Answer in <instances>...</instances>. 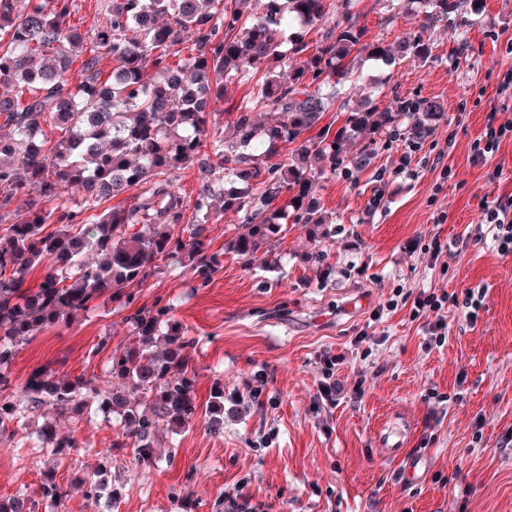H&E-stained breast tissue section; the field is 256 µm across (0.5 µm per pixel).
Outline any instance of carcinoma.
I'll use <instances>...</instances> for the list:
<instances>
[{
	"mask_svg": "<svg viewBox=\"0 0 512 512\" xmlns=\"http://www.w3.org/2000/svg\"><path fill=\"white\" fill-rule=\"evenodd\" d=\"M335 0H267L265 13L243 14L238 0H108L106 24L82 32L70 24L75 0H0V211L28 197L27 214L0 228V433L10 423L51 409L75 419L85 414L120 427L119 448L131 446L147 463L162 455L156 444L159 422L173 433L193 420L194 377L189 370L195 339L171 317L173 305L155 304L131 317L137 346L111 357L109 373L127 391L98 388L92 380L35 371L14 387L10 366L17 350L46 328L68 325L97 309L107 295L129 307L158 270L159 260L190 262L201 284L224 268L232 254L266 269L281 257L266 244L293 211L303 224L326 223L317 188L341 166L365 171L375 157L378 135L396 129L424 140L444 120L445 108L431 98H393L383 111L369 103L352 106L334 135L307 137L322 121L332 98L323 94L354 75L362 58L427 61L422 39L386 44L368 36L345 2L342 18L315 44L289 26L315 28ZM420 26L447 21L468 26L461 0H420ZM190 53L181 57L183 44ZM290 48H285V45ZM300 59L284 73L277 63ZM110 56L108 75L101 67ZM80 61L79 74L71 67ZM264 78L228 113L215 111L227 83ZM278 111L259 124L254 106ZM61 131L52 140L45 128ZM364 142L341 158L345 144ZM294 162H276L284 152ZM198 169L205 178L193 204L174 190L180 171ZM77 188L74 206L47 204L61 191ZM131 189L128 207L103 204ZM232 212L239 223L221 251H210L205 224L215 212ZM183 225L182 233L170 231ZM45 268L36 288L27 274ZM208 425L224 428V385L210 391ZM53 456L79 447L75 431L60 433L52 421L38 432ZM86 497L105 498L121 490L81 481ZM65 490L53 477L40 486V499L25 495L0 500V512H39L40 502L58 507Z\"/></svg>",
	"mask_w": 512,
	"mask_h": 512,
	"instance_id": "obj_1",
	"label": "carcinoma"
}]
</instances>
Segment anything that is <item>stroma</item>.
Segmentation results:
<instances>
[{
    "instance_id": "stroma-1",
    "label": "stroma",
    "mask_w": 512,
    "mask_h": 512,
    "mask_svg": "<svg viewBox=\"0 0 512 512\" xmlns=\"http://www.w3.org/2000/svg\"><path fill=\"white\" fill-rule=\"evenodd\" d=\"M362 25L385 42L420 37L433 46L424 62H361L358 77L337 88L338 100L371 98L385 109L394 95L434 98L447 119L428 138L412 142L378 138L369 169L353 179L337 172L318 191L331 214L329 235L314 238L306 224L288 223L271 246L281 254L274 272L245 268L226 255L208 283L189 268L164 267L142 288L137 307L175 305L173 317L196 345L190 365L200 410L190 426L157 442L171 455L140 463L133 448L118 447L116 427L91 416L57 419L75 431L77 448L47 456L37 439L41 418L15 435L0 436V497L35 498L45 472L66 491L58 512H101L80 480L111 482L122 490L114 512H226L224 500L244 494L260 512H512V255L499 254L476 235L481 198L512 203V139L486 164L471 161L489 113L512 122V100L497 91L512 38V0H482L468 28L423 30L416 15L385 23L376 0H361ZM379 207L368 209L373 195ZM452 242L431 261L433 237ZM487 294L477 323L448 311L444 346L426 349L410 305L387 310L397 292ZM380 320H373L377 306ZM130 311L105 301L71 325L44 330L16 353L15 385L38 369L82 376L104 387L113 354L135 346ZM378 345L358 347L361 330ZM110 343L96 345L102 336ZM345 355L335 376L346 394L322 402V360ZM224 385V430L211 433L202 410L214 383ZM362 383L364 394L352 389ZM262 385L260 400L249 397ZM452 395L450 407L438 398ZM410 425L409 456L421 459L420 477L406 488L392 475L401 461L384 458L376 434L393 413Z\"/></svg>"
}]
</instances>
